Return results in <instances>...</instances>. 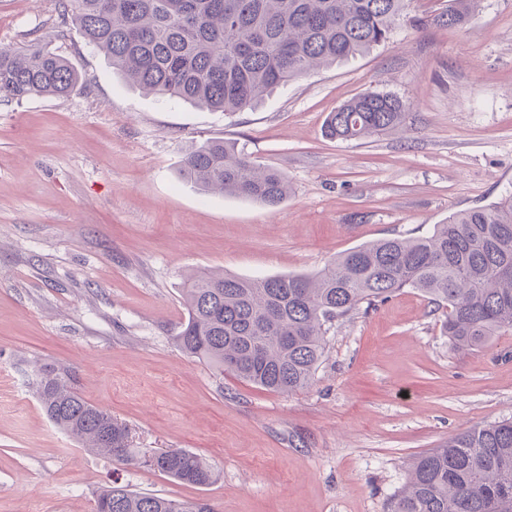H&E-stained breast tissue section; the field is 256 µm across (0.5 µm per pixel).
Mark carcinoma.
Wrapping results in <instances>:
<instances>
[{"label": "carcinoma", "mask_w": 512, "mask_h": 512, "mask_svg": "<svg viewBox=\"0 0 512 512\" xmlns=\"http://www.w3.org/2000/svg\"><path fill=\"white\" fill-rule=\"evenodd\" d=\"M411 0H59L86 43L128 82L173 103L233 114L256 107L292 80L388 42L396 25L465 28L477 0L409 16ZM77 69L35 42L0 49V99L66 97ZM407 103L366 91L329 113L325 133L362 140L403 127ZM180 178L201 194H230L277 207L287 177L237 145L205 139L181 160ZM406 288L448 310L455 348H475L512 330V193L454 212L428 236L366 243L312 273L263 278L207 271L183 289L187 319L174 334L190 357L280 393L308 388L336 320ZM36 395L54 426L84 447L182 484L210 486L219 472L184 448L154 456L130 446L128 426L87 400L58 366L36 369ZM112 444L102 441L106 424ZM95 512H215L210 501L137 493L112 482ZM391 512H512V420L476 427L420 455Z\"/></svg>", "instance_id": "1"}]
</instances>
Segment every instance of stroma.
Segmentation results:
<instances>
[{"label": "stroma", "mask_w": 512, "mask_h": 512, "mask_svg": "<svg viewBox=\"0 0 512 512\" xmlns=\"http://www.w3.org/2000/svg\"><path fill=\"white\" fill-rule=\"evenodd\" d=\"M59 21L58 0H0V47L48 39L82 76L64 98L0 100V512H94L115 481L216 512H390L420 455L512 418V332L454 349L411 289L333 323L293 394L173 340L192 274L311 273L512 191V0H480L466 30L401 23L228 116L135 89ZM367 90L409 102L406 132L326 137L328 114ZM208 138L283 172L287 199L185 184L181 159ZM44 363L127 423L133 447L190 449L220 479L180 484L85 449L41 410Z\"/></svg>", "instance_id": "35a3bbf8"}]
</instances>
